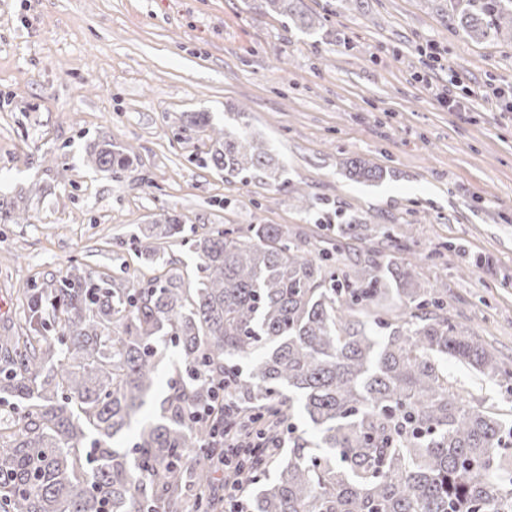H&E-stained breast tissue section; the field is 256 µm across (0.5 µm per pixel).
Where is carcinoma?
Segmentation results:
<instances>
[{"label":"carcinoma","mask_w":512,"mask_h":512,"mask_svg":"<svg viewBox=\"0 0 512 512\" xmlns=\"http://www.w3.org/2000/svg\"><path fill=\"white\" fill-rule=\"evenodd\" d=\"M260 2L315 27L304 0ZM434 2L470 38L512 37V0ZM207 127L211 168L288 185L247 128L186 113L184 128ZM134 160L108 135L87 148L114 180ZM347 170L359 182L386 176L362 158ZM362 231L348 219L335 244L315 250L281 224H252L248 236L215 228L192 240V282L171 269L116 281L73 265L55 283L26 285L21 335L0 336V512H215L211 469L189 468L186 456L201 444L224 455L192 415L224 380L233 424L287 443L275 459L262 448L242 457L252 512H512V422L492 402H466L444 362L507 385L512 364L448 320V289L418 281L423 258L408 231L382 232L385 261L365 253L346 265ZM183 234L180 216L167 215L131 250L151 261L158 248L142 242ZM161 385L156 419L123 444ZM296 410L318 441L298 432Z\"/></svg>","instance_id":"obj_1"}]
</instances>
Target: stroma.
<instances>
[{"label": "stroma", "mask_w": 512, "mask_h": 512, "mask_svg": "<svg viewBox=\"0 0 512 512\" xmlns=\"http://www.w3.org/2000/svg\"><path fill=\"white\" fill-rule=\"evenodd\" d=\"M307 32L258 0H0V196L20 211L0 224V334L22 316L18 288L64 277L71 263L153 276L129 253L139 227L175 212L193 239L283 224L316 244L336 235L302 197L366 224L358 249L386 252L380 230L414 227L421 280L448 286V316L512 360V41L463 37L430 0H304ZM467 109L437 101L448 77ZM247 126L276 153L288 187L204 163L203 129ZM137 155L112 180L86 162L97 136ZM386 170L369 185L346 159ZM186 244L167 249L193 271ZM475 266L462 279L457 269ZM477 401L512 415L497 383L449 364Z\"/></svg>", "instance_id": "obj_1"}]
</instances>
